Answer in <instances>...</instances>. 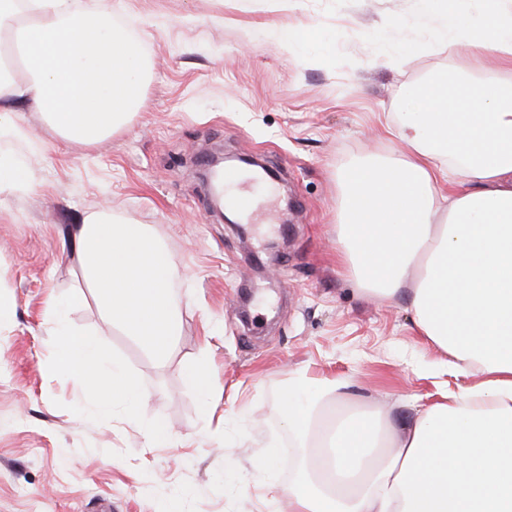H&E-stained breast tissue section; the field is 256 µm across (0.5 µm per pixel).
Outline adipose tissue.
Listing matches in <instances>:
<instances>
[{"mask_svg":"<svg viewBox=\"0 0 512 512\" xmlns=\"http://www.w3.org/2000/svg\"><path fill=\"white\" fill-rule=\"evenodd\" d=\"M0 0V29L23 44V79L0 78V139L22 136L6 115L42 113L67 140L92 145L125 127L145 71L137 43L112 22L110 0ZM437 15L439 38L476 59L512 67V12L467 0ZM395 130L410 153L349 167L340 177L336 259L381 299H405L423 336L460 374L483 382L398 421L335 411L346 385L296 377L279 397L295 453L267 447L262 464L289 465L270 485L289 512H512V81L460 71L422 86ZM87 285L113 327L156 363L179 332L181 307L166 252L144 224L101 208L71 227ZM53 314L61 363L102 412L136 418L144 393L120 361L104 364L95 338Z\"/></svg>","mask_w":512,"mask_h":512,"instance_id":"obj_1","label":"adipose tissue"}]
</instances>
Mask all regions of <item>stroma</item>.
I'll return each mask as SVG.
<instances>
[{
	"mask_svg": "<svg viewBox=\"0 0 512 512\" xmlns=\"http://www.w3.org/2000/svg\"><path fill=\"white\" fill-rule=\"evenodd\" d=\"M112 2L148 71L129 125L84 146L24 110L25 138L0 141L39 178L0 197V512H288L287 497L265 496L259 452L288 442L277 397L290 378L349 382L352 403L399 416L483 380L449 369L405 302L366 294L336 264L338 175L405 153L385 129L408 94L471 61L434 38L430 0ZM291 27L306 29L304 49L282 41ZM215 149L277 174L226 185L258 196L247 234L209 212L200 160ZM103 206L149 225L178 273L182 327L165 365L81 282L69 229ZM275 239L278 260L258 275L250 258ZM75 293L69 326L137 375L138 422L100 412L59 366L50 308ZM201 361L215 378L205 402L186 380ZM157 416L171 440L144 447L139 426Z\"/></svg>",
	"mask_w": 512,
	"mask_h": 512,
	"instance_id": "stroma-1",
	"label": "stroma"
}]
</instances>
